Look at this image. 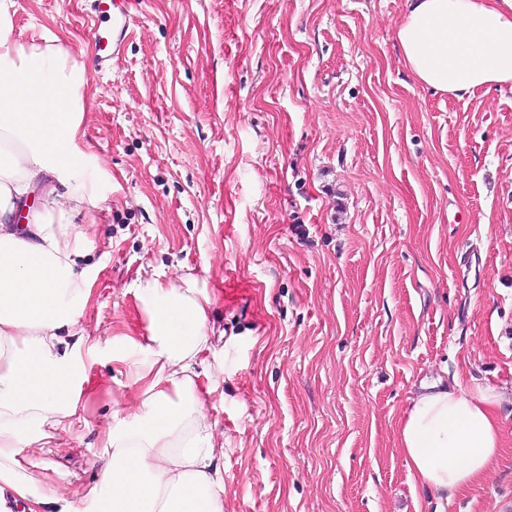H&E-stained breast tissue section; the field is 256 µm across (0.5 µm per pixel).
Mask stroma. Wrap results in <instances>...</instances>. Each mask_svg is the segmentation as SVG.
Wrapping results in <instances>:
<instances>
[{
  "label": "stroma",
  "instance_id": "stroma-1",
  "mask_svg": "<svg viewBox=\"0 0 512 512\" xmlns=\"http://www.w3.org/2000/svg\"><path fill=\"white\" fill-rule=\"evenodd\" d=\"M108 7L15 0L20 42L68 34L86 69L100 182L73 218L82 420L31 471L83 512L114 397L140 406L112 358L149 334L137 285L191 277L211 301L195 383L224 512H512V88L417 82L394 38L405 0H135L117 49ZM427 381L502 395L495 466L448 500L397 443Z\"/></svg>",
  "mask_w": 512,
  "mask_h": 512
}]
</instances>
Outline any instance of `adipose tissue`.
I'll return each instance as SVG.
<instances>
[{
	"instance_id": "1",
	"label": "adipose tissue",
	"mask_w": 512,
	"mask_h": 512,
	"mask_svg": "<svg viewBox=\"0 0 512 512\" xmlns=\"http://www.w3.org/2000/svg\"><path fill=\"white\" fill-rule=\"evenodd\" d=\"M14 7L0 0V512H72L60 490L36 487L21 454L80 416L85 367L64 336L84 343L74 307L90 293L77 267L84 233L71 221L99 193L81 136L89 81L65 38L18 41ZM395 38L411 74L435 91L512 87V0H406ZM35 198L33 223H18ZM139 297L149 336L115 339L112 350L143 384L141 405L112 416L90 512H224V444L194 371L209 298L195 281L157 278L141 281ZM498 405L481 388L423 385L399 430L412 478L446 498L481 480L502 444Z\"/></svg>"
}]
</instances>
